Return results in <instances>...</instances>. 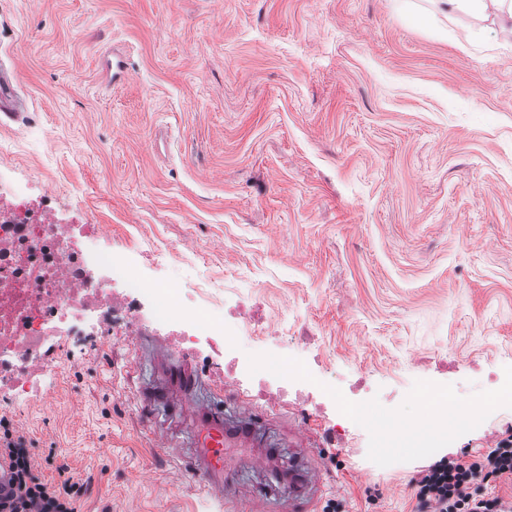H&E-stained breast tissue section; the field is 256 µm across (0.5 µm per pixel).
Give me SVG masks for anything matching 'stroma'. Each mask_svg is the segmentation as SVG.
<instances>
[{
  "label": "stroma",
  "instance_id": "35a3bbf8",
  "mask_svg": "<svg viewBox=\"0 0 512 512\" xmlns=\"http://www.w3.org/2000/svg\"><path fill=\"white\" fill-rule=\"evenodd\" d=\"M495 5L437 0H12L0 71L20 102L0 166L90 219L162 247L196 245L224 297L252 292L265 349L310 336L357 404L417 421L429 390L481 407L442 455L470 460L512 432L488 405L512 386V35ZM138 336L63 360L66 382L0 416L91 477L78 512H288L293 426L315 414L259 403L266 423L227 449L223 504L179 477L180 414L144 398L161 368ZM318 506L429 512L414 479L438 456L337 450ZM345 484L337 494V484Z\"/></svg>",
  "mask_w": 512,
  "mask_h": 512
}]
</instances>
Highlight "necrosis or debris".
Instances as JSON below:
<instances>
[{
	"label": "necrosis or debris",
	"instance_id": "obj_1",
	"mask_svg": "<svg viewBox=\"0 0 512 512\" xmlns=\"http://www.w3.org/2000/svg\"><path fill=\"white\" fill-rule=\"evenodd\" d=\"M63 211L58 192L42 184L30 194L0 169V397L39 396L47 377H61L60 359L146 326L185 354L202 341L212 352L229 350L225 382L237 379L240 351L265 397L282 400L302 385L305 369L287 361L275 369L265 352L242 350L241 331L254 342L266 334L249 298L225 304L223 282L192 260L167 280L147 281L115 251L111 226Z\"/></svg>",
	"mask_w": 512,
	"mask_h": 512
}]
</instances>
